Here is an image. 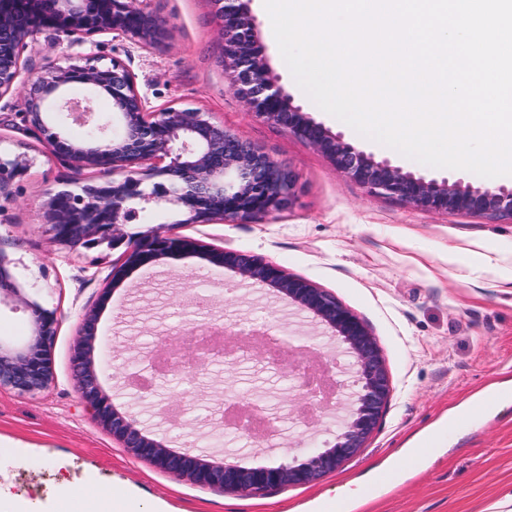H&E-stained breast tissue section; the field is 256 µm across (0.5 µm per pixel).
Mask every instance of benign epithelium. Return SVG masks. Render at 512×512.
<instances>
[{
  "instance_id": "7a95c632",
  "label": "benign epithelium",
  "mask_w": 512,
  "mask_h": 512,
  "mask_svg": "<svg viewBox=\"0 0 512 512\" xmlns=\"http://www.w3.org/2000/svg\"><path fill=\"white\" fill-rule=\"evenodd\" d=\"M147 0H0V96L16 89L23 69L22 51L34 36L56 30L79 40L97 33L127 36L144 46L171 37L170 29L146 6ZM225 42L224 69L231 89L256 117L283 125L324 153L340 172L370 192L428 211L507 215L512 218V187H473L447 177L427 178L378 160L314 122L267 66L256 19L246 0H210ZM112 101L118 132L74 140L61 129L60 115L89 123L90 102L97 93ZM25 121L51 151L76 173L92 170L99 183L77 185L51 195L42 208V225L52 242L75 249L126 245L121 264L112 269V287L126 270L156 264L173 256H193L232 271L241 283L260 285L288 299L327 330L352 359L357 390L340 404L341 426L334 444L309 448L302 457L270 465L216 463L185 450L176 452L147 435L132 417L112 405L98 382L102 359L95 355L97 316L86 314L75 344L74 361L82 399L97 420L126 452L156 468L202 487L230 495H264L270 491L314 483L358 455L379 426L392 395V384L376 338L364 320L329 290L291 274L265 258L230 248L207 246L172 234L161 225L127 239L124 226L148 207L179 208L180 224L242 223L285 210L296 190L293 172L251 142L226 129L208 112L173 106L150 112L136 87L134 74L120 62L89 57L66 66L48 65L28 74L21 86ZM28 166V159L0 158V194L8 180ZM21 304L32 314L30 336L21 341L0 338V387L23 394L46 390L54 380L53 345L59 318L29 300L20 288L11 261L0 247V303ZM258 356L298 381L294 401L307 406L314 394L312 378L291 359L297 349L260 331ZM235 354L221 344L201 345L194 333H182L169 353L171 375L177 376Z\"/></svg>"
}]
</instances>
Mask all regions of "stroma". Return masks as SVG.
Instances as JSON below:
<instances>
[{
  "mask_svg": "<svg viewBox=\"0 0 512 512\" xmlns=\"http://www.w3.org/2000/svg\"><path fill=\"white\" fill-rule=\"evenodd\" d=\"M171 29L165 44L146 48L112 33L70 41L45 30L23 51L26 69L96 56L118 60L135 75L148 110L168 106L211 113L243 139L289 167L296 179L289 209L242 224L180 223L176 208L151 209L128 225L136 235L167 225L172 232L215 247L260 255L288 272L328 289L369 326L384 358L393 394L379 429L365 448L323 479L263 496H233L193 485L130 457L96 421L77 387L74 347L86 312L98 316L97 346L109 362L127 351L135 372L153 374L141 352L170 349L176 330L211 325L239 331L266 323L281 333L311 339L315 366L332 339L309 315L255 285L225 294L231 271L196 257L168 258L127 270L112 287L119 250H68L51 242L41 223L48 192L75 174L22 119L20 93L0 97V157L30 164L0 195V238L12 271L43 307L57 310L54 381L37 394L0 389V483L29 512H87L84 493L109 486L112 512H326L338 489L356 483L377 488L356 512H512V220L414 208L371 194L287 128L249 113L231 90L222 62L224 45L210 0H148ZM250 9L267 47V63L295 104L346 141L426 177L448 172L404 157L363 138L321 110L295 82L269 23ZM475 187L487 178L452 170ZM217 294L211 307L192 299ZM102 389L112 403L133 412L146 429L174 450L195 442L207 452L223 437L216 425L225 396H264L277 417L268 440H225L221 457L245 466L279 462L308 446L333 443L335 418L304 422L291 415L288 379L272 373L253 382L237 370L209 365L158 382L147 394L104 368Z\"/></svg>",
  "mask_w": 512,
  "mask_h": 512,
  "instance_id": "1",
  "label": "stroma"
}]
</instances>
